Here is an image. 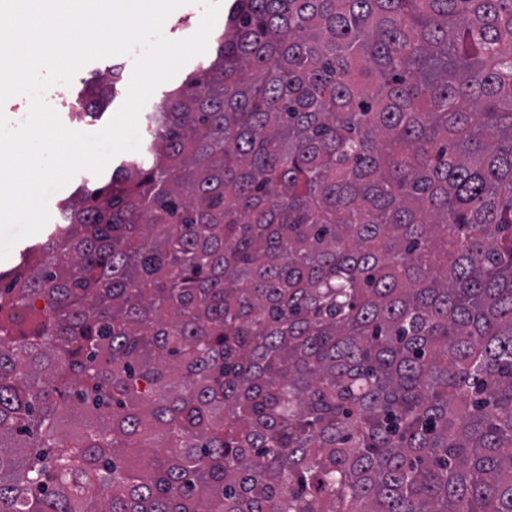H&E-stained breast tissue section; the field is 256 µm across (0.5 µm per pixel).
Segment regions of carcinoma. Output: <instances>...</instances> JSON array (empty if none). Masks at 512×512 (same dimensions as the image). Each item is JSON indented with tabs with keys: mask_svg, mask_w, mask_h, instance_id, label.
Masks as SVG:
<instances>
[{
	"mask_svg": "<svg viewBox=\"0 0 512 512\" xmlns=\"http://www.w3.org/2000/svg\"><path fill=\"white\" fill-rule=\"evenodd\" d=\"M146 125L0 274V512H512V0H235ZM234 3V0H222L220 12L217 18V21L215 23V26L209 36L208 39V46L207 50L204 54L198 55L191 60H189L178 72L177 74L171 78L170 80L162 83L160 86L157 87V89L153 92L151 97L146 102L145 106L140 112L139 120H138V127H139V133H140V149L138 152H123L121 154H118L115 156L110 163L107 165L105 170L103 171L102 175L107 177V180L109 179L112 170L116 167L123 165L126 161L134 158L137 156L142 148L143 144V118L146 113L153 112L157 107H159L164 100L166 99L167 91L178 87L185 79L186 77L195 69L197 68L198 64L206 59L208 56H215V50L217 46V37L219 34L224 32V25L226 23L227 16L229 14V10Z\"/></svg>",
	"mask_w": 512,
	"mask_h": 512,
	"instance_id": "1",
	"label": "carcinoma"
}]
</instances>
